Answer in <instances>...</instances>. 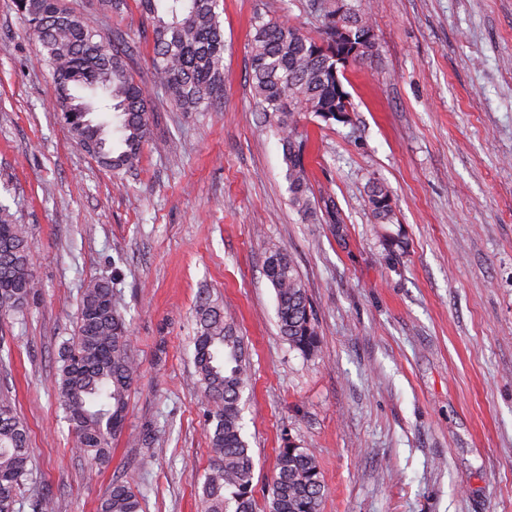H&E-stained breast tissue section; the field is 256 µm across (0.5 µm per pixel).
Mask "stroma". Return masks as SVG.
Listing matches in <instances>:
<instances>
[{
  "label": "stroma",
  "mask_w": 512,
  "mask_h": 512,
  "mask_svg": "<svg viewBox=\"0 0 512 512\" xmlns=\"http://www.w3.org/2000/svg\"><path fill=\"white\" fill-rule=\"evenodd\" d=\"M224 92L206 112L158 102L136 169L70 136L14 0H0V201L18 211L41 285L0 328V386L25 422L39 489L97 512L113 482L143 512H202L211 450L193 363L201 289L241 336L243 434L264 505L284 445L314 449L321 512H512V0H375L378 51L342 79L346 123L306 115L316 204H289L286 165L249 81L252 23L317 35L312 0H220ZM152 85L136 6L96 16ZM384 183L393 223L367 203ZM292 258L319 344L293 350L263 269ZM111 279L138 377L107 465L71 447L55 389L84 285Z\"/></svg>",
  "instance_id": "1"
}]
</instances>
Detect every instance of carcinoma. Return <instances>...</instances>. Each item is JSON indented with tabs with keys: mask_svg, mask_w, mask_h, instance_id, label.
Returning a JSON list of instances; mask_svg holds the SVG:
<instances>
[{
	"mask_svg": "<svg viewBox=\"0 0 512 512\" xmlns=\"http://www.w3.org/2000/svg\"><path fill=\"white\" fill-rule=\"evenodd\" d=\"M152 26L154 83L181 112H206L224 84V32L219 0H135ZM322 28L308 36L284 20L258 15L250 43L251 87L263 122L282 145L291 206L314 221L301 116L324 121L346 108V92L336 84L338 59L358 40H336L335 0H317ZM354 32L373 30L370 0H349ZM21 16L36 36V63L47 68L61 115L88 112L80 126L68 125L72 138L115 174L133 169L149 135L152 97L128 68L130 46L111 38L66 0H25ZM377 51L362 46L354 61ZM373 217L392 221L388 189L368 188ZM264 274L277 304L278 325L288 345L310 354L318 337L307 290L292 258L281 250L266 259ZM26 225L0 204V322L23 312L38 294ZM194 364L208 407L213 463L202 486L203 512H256L253 458L242 430L240 401L249 385L242 340L210 297L201 298L194 336ZM138 370L131 353L129 323L119 308L113 282L89 281L81 292L74 336L58 351L56 387L71 427L74 447L93 465L109 462L112 439L123 430L128 398ZM32 454L24 422L9 391L0 390V512H16L18 494L33 477ZM324 485L314 452L300 446L279 449L266 512H320ZM130 483L115 481L98 512H141Z\"/></svg>",
	"mask_w": 512,
	"mask_h": 512,
	"instance_id": "cac0c4a2",
	"label": "carcinoma"
}]
</instances>
